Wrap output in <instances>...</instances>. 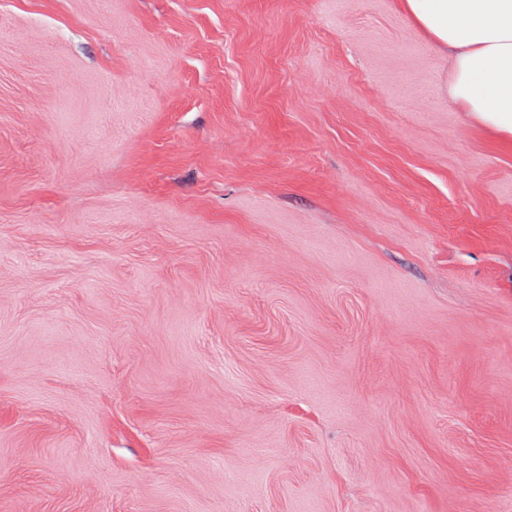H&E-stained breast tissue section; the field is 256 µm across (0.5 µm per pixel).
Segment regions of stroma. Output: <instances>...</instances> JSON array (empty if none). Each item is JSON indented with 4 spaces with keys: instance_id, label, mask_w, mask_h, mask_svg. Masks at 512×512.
Wrapping results in <instances>:
<instances>
[{
    "instance_id": "1",
    "label": "stroma",
    "mask_w": 512,
    "mask_h": 512,
    "mask_svg": "<svg viewBox=\"0 0 512 512\" xmlns=\"http://www.w3.org/2000/svg\"><path fill=\"white\" fill-rule=\"evenodd\" d=\"M400 0H0V512H512V145Z\"/></svg>"
}]
</instances>
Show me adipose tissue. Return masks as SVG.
I'll list each match as a JSON object with an SVG mask.
<instances>
[{
	"label": "adipose tissue",
	"mask_w": 512,
	"mask_h": 512,
	"mask_svg": "<svg viewBox=\"0 0 512 512\" xmlns=\"http://www.w3.org/2000/svg\"><path fill=\"white\" fill-rule=\"evenodd\" d=\"M449 51L451 99L474 123L512 143V0H402Z\"/></svg>",
	"instance_id": "obj_1"
}]
</instances>
